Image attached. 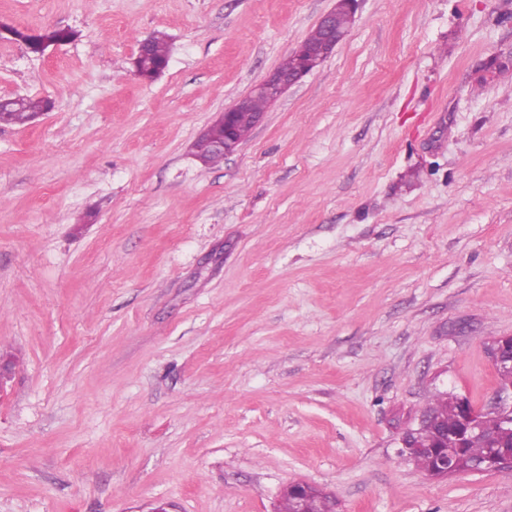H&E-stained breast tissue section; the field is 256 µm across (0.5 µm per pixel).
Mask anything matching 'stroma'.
Segmentation results:
<instances>
[{"label": "stroma", "instance_id": "35a3bbf8", "mask_svg": "<svg viewBox=\"0 0 512 512\" xmlns=\"http://www.w3.org/2000/svg\"><path fill=\"white\" fill-rule=\"evenodd\" d=\"M336 0H0V512H512L398 456L512 336V0H360L240 150L191 147ZM161 32L145 82L132 61ZM6 31L14 40L24 42L32 52L42 54L48 46L63 42L61 33L68 30H44L40 32L12 27L6 29ZM149 40L144 39L137 48L134 59L136 74L144 79L151 81L159 76L168 66V61L160 66H155L150 61H161L168 57L169 45L166 37L162 34H153L150 37V54L148 52ZM20 101H13L7 112V121L11 125H26L35 120L40 113L50 109L51 103L48 100L33 99L29 97H19Z\"/></svg>", "mask_w": 512, "mask_h": 512}]
</instances>
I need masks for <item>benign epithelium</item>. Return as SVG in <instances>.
<instances>
[{
    "mask_svg": "<svg viewBox=\"0 0 512 512\" xmlns=\"http://www.w3.org/2000/svg\"><path fill=\"white\" fill-rule=\"evenodd\" d=\"M335 13L336 10H330L324 13L317 22V26L323 32L322 45L316 47L304 41L301 42L294 50V53L298 55L299 61L297 69L294 71H283L277 68L255 85L250 93L235 100L217 118V121L224 126V137L214 139L205 131L193 143V150L197 153L214 151L222 152L226 155L236 152L240 141L237 139L234 131L235 112L249 106L251 99L254 97H261L270 105L275 103L288 89L317 69L345 37V34L336 28ZM3 31L8 32L13 39L25 43L31 51L39 54L43 53L50 45L63 42V36L59 30L40 32L14 27L6 30L0 25V33ZM148 48L149 40L147 39L139 44L134 65L136 74L140 78L151 81L167 68V64L154 65L150 61ZM488 354L491 364L495 369L512 371V336L501 337L498 342L490 344L488 346ZM458 405L461 413L463 433L450 435L445 431L440 435L439 465L441 475L444 477L454 474L455 453L459 448L463 447L465 434L481 432L490 419L496 420L500 425L506 427L507 430L512 431V383L507 384V386L496 393L493 398V404L489 409L479 410L475 408L466 397L458 398ZM505 468L512 470V450L491 453L484 463L473 468V471L488 472Z\"/></svg>",
    "mask_w": 512,
    "mask_h": 512,
    "instance_id": "7a95c632",
    "label": "benign epithelium"
}]
</instances>
